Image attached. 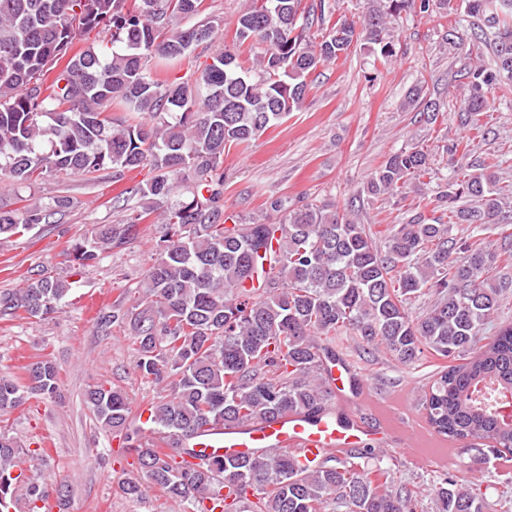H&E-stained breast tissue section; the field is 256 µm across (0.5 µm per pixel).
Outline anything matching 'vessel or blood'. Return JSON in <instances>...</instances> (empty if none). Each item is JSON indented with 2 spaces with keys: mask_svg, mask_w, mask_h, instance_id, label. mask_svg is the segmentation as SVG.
Masks as SVG:
<instances>
[{
  "mask_svg": "<svg viewBox=\"0 0 512 512\" xmlns=\"http://www.w3.org/2000/svg\"><path fill=\"white\" fill-rule=\"evenodd\" d=\"M370 418L341 423L352 405L344 395H336L318 418L291 413L275 420H254L230 425L223 431L196 441L195 446L209 458L254 456L269 448H283L298 460L325 458L355 444L370 443L381 448L416 447L423 434L418 422L402 425L395 405L374 396L361 397Z\"/></svg>",
  "mask_w": 512,
  "mask_h": 512,
  "instance_id": "b4317fda",
  "label": "vessel or blood"
}]
</instances>
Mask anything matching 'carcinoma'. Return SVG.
Segmentation results:
<instances>
[{
	"mask_svg": "<svg viewBox=\"0 0 512 512\" xmlns=\"http://www.w3.org/2000/svg\"><path fill=\"white\" fill-rule=\"evenodd\" d=\"M456 0H368L358 17L336 14L328 0H246L232 44L192 70L195 47L211 43L223 23L207 16L204 0H0V176L11 186L59 175L146 169L131 194L142 200L123 224H98L90 242L73 246L85 269L99 261L98 244H122L151 213L165 226L163 245L126 309L99 324L131 331L134 369L172 395L148 402L151 444L130 418L126 394L93 386L85 401L101 426L122 438L139 476L122 485L141 497L157 487L191 512H415L413 494L394 487L390 471L363 468L333 456L301 466L286 450L255 457L202 458L183 446L213 428L288 413L318 416L331 396L327 379L338 336L385 350L409 366L424 352L448 366L424 391L430 426L453 440H478L512 453V425L473 398L485 381L512 393V323L485 335L502 301L487 274L498 255L449 235L453 224H498L512 206V183L500 172L466 161L468 149L449 148L453 176L441 198L448 223L420 218L391 224L377 239L354 210L306 202H270V214L241 224L224 215L225 150L250 143L304 104L308 77L354 45L376 60L397 59L392 25L402 14L458 10ZM475 52L462 77L470 95L458 106L472 139L488 134L481 117L489 93L512 91V0H461ZM317 27L319 34L311 33ZM112 32V52L70 54L78 36ZM263 46L244 65L245 43ZM191 70L195 78L177 76ZM56 75L50 85L45 76ZM402 107L430 123L440 104L428 88H408ZM430 154L414 146L390 155L366 182L375 198L397 195L429 174ZM188 196L175 198L179 182ZM73 204L57 195L21 214L0 211V237L52 224ZM69 283L41 274L0 293V316L41 318L68 296ZM434 303L414 317L412 302ZM31 385L0 372V409L47 399L59 390L51 360L29 364ZM43 449L23 448L0 433V512L17 503L41 512L48 490L25 474ZM438 512H486L478 484L445 477L436 487Z\"/></svg>",
	"mask_w": 512,
	"mask_h": 512,
	"instance_id": "cac0c4a2",
	"label": "carcinoma"
}]
</instances>
